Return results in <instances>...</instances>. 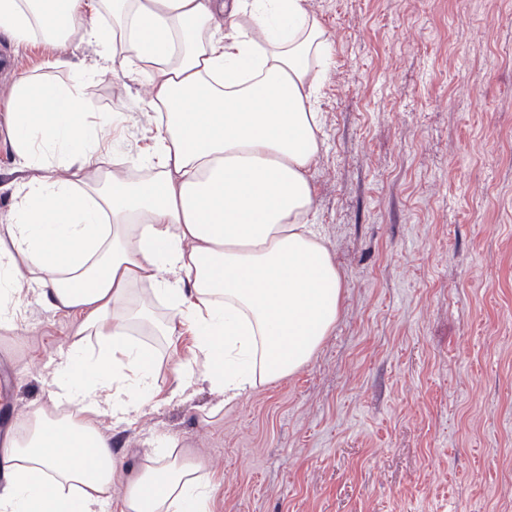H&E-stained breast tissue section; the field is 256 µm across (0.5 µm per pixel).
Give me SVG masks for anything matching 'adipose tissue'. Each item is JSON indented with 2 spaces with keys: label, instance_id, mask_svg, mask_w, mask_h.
<instances>
[{
  "label": "adipose tissue",
  "instance_id": "obj_1",
  "mask_svg": "<svg viewBox=\"0 0 512 512\" xmlns=\"http://www.w3.org/2000/svg\"><path fill=\"white\" fill-rule=\"evenodd\" d=\"M112 7L111 23L98 13ZM21 44L93 46L92 72L141 78L159 121L146 180L99 166L105 126L79 81L18 77L8 110L19 178L0 245V329L19 297L83 316L96 350L63 355L52 410L21 417L0 451V512H97L120 462L92 414L127 422L148 403L154 357L125 308L149 284L163 329L194 338L174 370L225 404L297 373L334 327L341 280L312 222L317 93L329 54L306 0H0ZM203 460L166 451L130 470L120 512H208Z\"/></svg>",
  "mask_w": 512,
  "mask_h": 512
}]
</instances>
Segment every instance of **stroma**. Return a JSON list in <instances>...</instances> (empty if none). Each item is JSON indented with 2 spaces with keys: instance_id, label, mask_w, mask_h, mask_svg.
<instances>
[{
  "instance_id": "1",
  "label": "stroma",
  "mask_w": 512,
  "mask_h": 512,
  "mask_svg": "<svg viewBox=\"0 0 512 512\" xmlns=\"http://www.w3.org/2000/svg\"><path fill=\"white\" fill-rule=\"evenodd\" d=\"M331 56L314 221L341 312L309 362L231 409L203 380L174 398L189 334L133 339L156 362L131 422L92 421L122 466L168 447L202 458L209 512H512V0H307ZM0 220L16 176L12 82L55 49L0 35ZM107 161L133 179L155 117L132 78L82 87ZM79 315L22 295L0 333V432L47 400L62 352L91 355Z\"/></svg>"
}]
</instances>
